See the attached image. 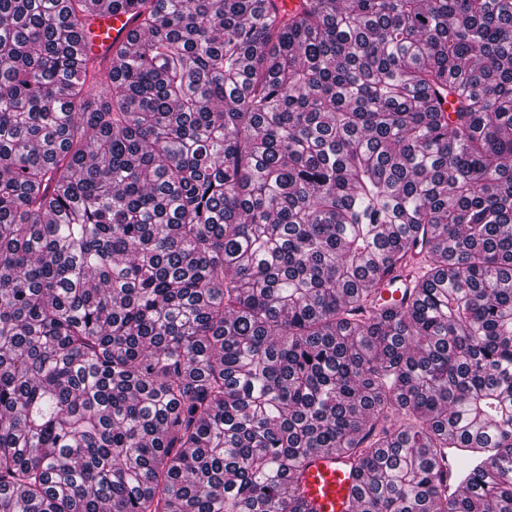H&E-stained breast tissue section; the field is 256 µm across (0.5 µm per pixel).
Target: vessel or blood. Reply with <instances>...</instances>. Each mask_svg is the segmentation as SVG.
Instances as JSON below:
<instances>
[{
    "instance_id": "vessel-or-blood-1",
    "label": "vessel or blood",
    "mask_w": 512,
    "mask_h": 512,
    "mask_svg": "<svg viewBox=\"0 0 512 512\" xmlns=\"http://www.w3.org/2000/svg\"><path fill=\"white\" fill-rule=\"evenodd\" d=\"M91 29L90 38L79 42L77 49L102 57L108 55L111 45L128 41L135 25L127 14L113 10L112 0H97ZM415 274V269H400L392 285L379 288V296L401 299L403 291L411 288ZM355 482L348 459L331 452L314 454L304 475L305 493L318 512H346Z\"/></svg>"
}]
</instances>
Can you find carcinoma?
<instances>
[{
    "instance_id": "1",
    "label": "carcinoma",
    "mask_w": 512,
    "mask_h": 512,
    "mask_svg": "<svg viewBox=\"0 0 512 512\" xmlns=\"http://www.w3.org/2000/svg\"><path fill=\"white\" fill-rule=\"evenodd\" d=\"M92 3L0 0V512H512V0ZM96 18L87 34L86 42L80 41L76 46L79 53H91L93 56L102 57L112 55L108 48L112 43L127 42L135 30V23L128 19V15L115 12L112 8V0H96ZM91 38H88V37ZM415 274V268L400 269L394 274L395 280L393 281L392 285L381 286V288L378 289L377 295L380 296L382 300H389L391 298L400 300L402 298V291L409 290L411 288ZM304 475L306 496L318 512H347L355 474L347 458L318 452L309 459Z\"/></svg>"
}]
</instances>
